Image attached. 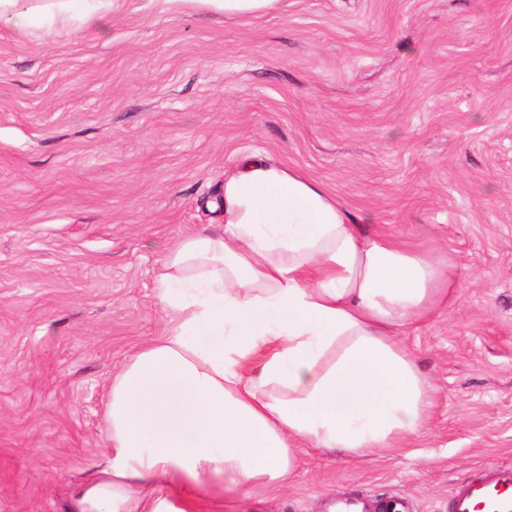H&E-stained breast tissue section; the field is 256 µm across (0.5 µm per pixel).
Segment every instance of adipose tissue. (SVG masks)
<instances>
[{
	"label": "adipose tissue",
	"mask_w": 512,
	"mask_h": 512,
	"mask_svg": "<svg viewBox=\"0 0 512 512\" xmlns=\"http://www.w3.org/2000/svg\"><path fill=\"white\" fill-rule=\"evenodd\" d=\"M227 17L287 12L290 0H186ZM91 0H0V29L24 34ZM222 218L179 238L157 274L165 339L116 375L104 467L74 512H191L195 500L282 485L295 443L347 453L392 448L426 425L430 401L396 336L447 296L427 253L367 234L319 182L252 156L224 180ZM193 496L174 507L176 491Z\"/></svg>",
	"instance_id": "1"
}]
</instances>
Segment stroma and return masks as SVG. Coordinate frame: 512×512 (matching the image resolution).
Here are the masks:
<instances>
[{
	"instance_id": "obj_1",
	"label": "stroma",
	"mask_w": 512,
	"mask_h": 512,
	"mask_svg": "<svg viewBox=\"0 0 512 512\" xmlns=\"http://www.w3.org/2000/svg\"><path fill=\"white\" fill-rule=\"evenodd\" d=\"M321 182L448 263V302L398 339L426 431L351 457L300 447L287 486L195 512H450L512 465V0H293L226 19L117 0L100 29L0 32V512H72L109 452L112 377L166 336L156 275L242 156Z\"/></svg>"
}]
</instances>
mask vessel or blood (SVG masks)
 I'll return each instance as SVG.
<instances>
[{"label":"vessel or blood","mask_w":512,"mask_h":512,"mask_svg":"<svg viewBox=\"0 0 512 512\" xmlns=\"http://www.w3.org/2000/svg\"><path fill=\"white\" fill-rule=\"evenodd\" d=\"M451 512H512V469L488 468L456 487Z\"/></svg>","instance_id":"1"}]
</instances>
